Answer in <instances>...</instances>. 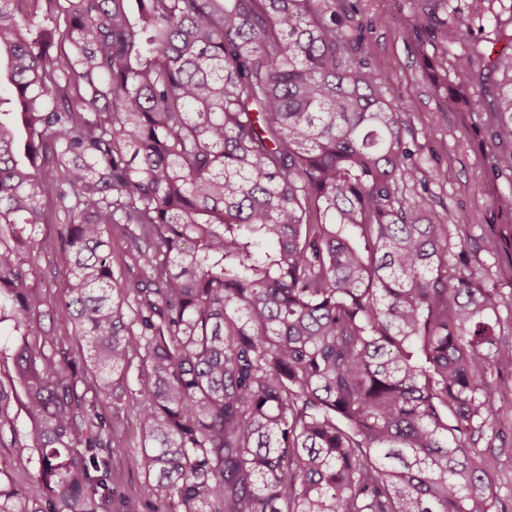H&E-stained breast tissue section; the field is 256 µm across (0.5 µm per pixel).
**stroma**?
Masks as SVG:
<instances>
[{"label": "stroma", "instance_id": "1", "mask_svg": "<svg viewBox=\"0 0 512 512\" xmlns=\"http://www.w3.org/2000/svg\"><path fill=\"white\" fill-rule=\"evenodd\" d=\"M461 18L471 27L472 45L454 48L445 70L464 67L472 83L433 84L426 56V36H407L414 0H362L360 19L367 28L366 55L384 77L380 91L398 112L419 168L418 184L407 190L431 220L446 218L448 242L474 273L473 285L494 289L493 309L506 340L512 342V244L496 254L482 244L502 233L512 234V171L492 173L498 153L512 149L502 136L492 111L498 88L507 81L490 72L489 54H512V0H461ZM56 224L43 225L35 246V277L52 303L65 301L67 275L57 266L60 240ZM141 357H131L124 373L129 395L114 403L113 439L119 450L112 458V486L125 498L151 503L153 512H167V504L153 498L139 465L143 410L133 391L143 381ZM29 423L19 398H12L8 418L0 423V482L22 488L35 501L45 490L36 477V455L26 437ZM477 448L489 463V473L512 512V417L504 416L495 435H483Z\"/></svg>", "mask_w": 512, "mask_h": 512}]
</instances>
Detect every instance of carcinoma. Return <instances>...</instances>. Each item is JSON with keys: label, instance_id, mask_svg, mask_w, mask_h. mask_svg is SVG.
Wrapping results in <instances>:
<instances>
[{"label": "carcinoma", "instance_id": "carcinoma-1", "mask_svg": "<svg viewBox=\"0 0 512 512\" xmlns=\"http://www.w3.org/2000/svg\"><path fill=\"white\" fill-rule=\"evenodd\" d=\"M16 2L0 0V323L46 493L0 485V512H141L111 486L101 408L132 355L140 466L170 512H498L475 445L512 409V343L489 291L448 275L445 220L403 191L417 166L359 0ZM416 5L408 32L438 59L469 37L448 0ZM496 116L512 136V82ZM48 186L55 306L34 277ZM112 232L134 260L119 280ZM52 335L56 342L66 348L70 353L78 356L86 353L87 348L83 339L78 336L70 326L55 325Z\"/></svg>", "mask_w": 512, "mask_h": 512}]
</instances>
